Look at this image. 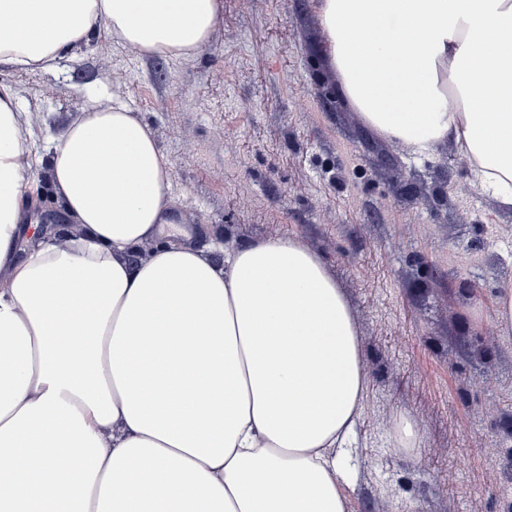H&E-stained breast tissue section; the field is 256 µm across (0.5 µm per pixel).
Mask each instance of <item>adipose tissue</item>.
Returning a JSON list of instances; mask_svg holds the SVG:
<instances>
[{
	"mask_svg": "<svg viewBox=\"0 0 512 512\" xmlns=\"http://www.w3.org/2000/svg\"><path fill=\"white\" fill-rule=\"evenodd\" d=\"M314 6L362 121L421 154L452 142L511 207L512 0ZM219 8L0 0V65L56 68L104 26L140 52L199 53ZM45 159L80 228L63 242L23 221ZM168 188L123 103L40 145L0 85V512H348L336 450L367 382L348 302L296 238L220 265L158 242Z\"/></svg>",
	"mask_w": 512,
	"mask_h": 512,
	"instance_id": "adipose-tissue-1",
	"label": "adipose tissue"
}]
</instances>
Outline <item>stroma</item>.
I'll return each instance as SVG.
<instances>
[{"instance_id": "35a3bbf8", "label": "stroma", "mask_w": 512, "mask_h": 512, "mask_svg": "<svg viewBox=\"0 0 512 512\" xmlns=\"http://www.w3.org/2000/svg\"><path fill=\"white\" fill-rule=\"evenodd\" d=\"M322 43L312 0H222L201 53H141L104 28L57 69L0 66V84L39 143L123 101L197 247L288 236L324 258L367 374L340 452L348 512H512V329L489 319L512 286V208L473 187L451 143L421 156L366 127ZM50 172L33 170L25 221L62 215Z\"/></svg>"}]
</instances>
